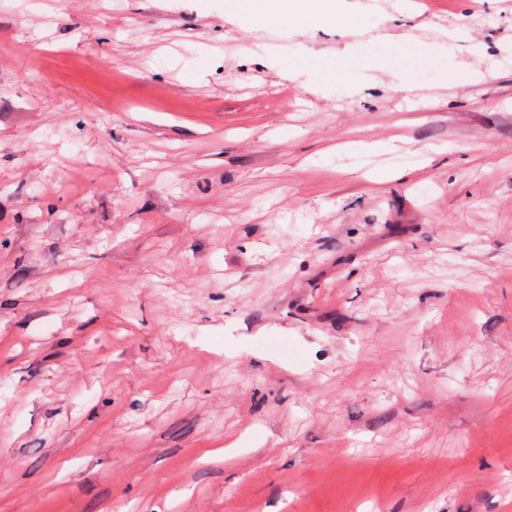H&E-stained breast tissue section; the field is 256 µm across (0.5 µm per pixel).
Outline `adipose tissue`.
Wrapping results in <instances>:
<instances>
[{
    "label": "adipose tissue",
    "mask_w": 512,
    "mask_h": 512,
    "mask_svg": "<svg viewBox=\"0 0 512 512\" xmlns=\"http://www.w3.org/2000/svg\"><path fill=\"white\" fill-rule=\"evenodd\" d=\"M236 9L243 21L252 25L275 23L287 16L306 24H349V16L336 0H238Z\"/></svg>",
    "instance_id": "1"
}]
</instances>
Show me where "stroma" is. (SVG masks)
<instances>
[{"label": "stroma", "instance_id": "obj_1", "mask_svg": "<svg viewBox=\"0 0 512 512\" xmlns=\"http://www.w3.org/2000/svg\"><path fill=\"white\" fill-rule=\"evenodd\" d=\"M234 5L0 0V512H512V0ZM337 1V0H336ZM335 0H240L236 9L243 21L251 25L277 23L291 13L306 24L332 23L346 26L351 18Z\"/></svg>", "mask_w": 512, "mask_h": 512}]
</instances>
